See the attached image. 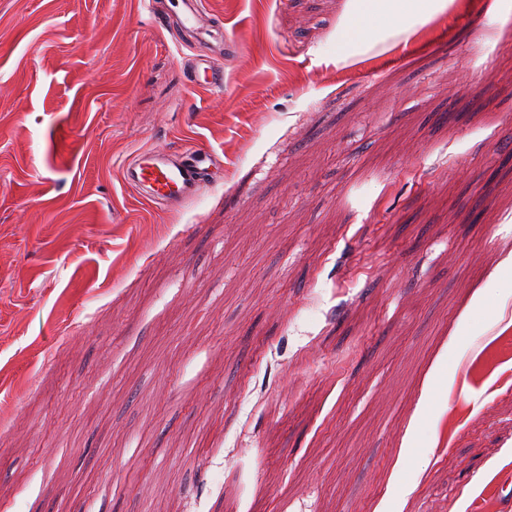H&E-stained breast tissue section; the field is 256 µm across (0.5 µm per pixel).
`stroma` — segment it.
I'll list each match as a JSON object with an SVG mask.
<instances>
[{
	"instance_id": "stroma-1",
	"label": "stroma",
	"mask_w": 512,
	"mask_h": 512,
	"mask_svg": "<svg viewBox=\"0 0 512 512\" xmlns=\"http://www.w3.org/2000/svg\"><path fill=\"white\" fill-rule=\"evenodd\" d=\"M202 2L0 0V512H512V0ZM189 69L194 79H200L203 75L205 85L211 90L224 91V70L213 67L209 59L195 58L191 61ZM218 161L214 153L200 147L181 157L165 149L146 148L124 164L123 179L144 199L163 207L177 206L197 198Z\"/></svg>"
}]
</instances>
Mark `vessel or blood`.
I'll return each instance as SVG.
<instances>
[{"instance_id": "b4317fda", "label": "vessel or blood", "mask_w": 512, "mask_h": 512, "mask_svg": "<svg viewBox=\"0 0 512 512\" xmlns=\"http://www.w3.org/2000/svg\"><path fill=\"white\" fill-rule=\"evenodd\" d=\"M190 72L193 78L203 79L211 90L223 91L224 72L213 67L209 59H193ZM217 164V156L200 147L179 157L164 149L146 148L124 164L123 179L144 199L163 207L177 206L197 198Z\"/></svg>"}]
</instances>
